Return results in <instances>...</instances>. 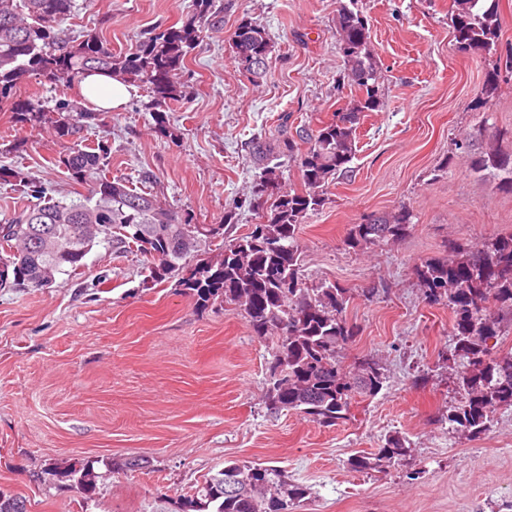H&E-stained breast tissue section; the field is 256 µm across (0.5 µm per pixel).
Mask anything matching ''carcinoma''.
Instances as JSON below:
<instances>
[{
  "mask_svg": "<svg viewBox=\"0 0 512 512\" xmlns=\"http://www.w3.org/2000/svg\"><path fill=\"white\" fill-rule=\"evenodd\" d=\"M450 27L461 50L491 49L501 35L496 0H453ZM74 0H0V106L13 114L15 123L36 126L49 123L61 140L80 139L82 130L99 126L103 113L78 101L59 100L50 108L37 98H13L12 89L22 78L36 75L61 90L89 73L110 72L141 87L150 100L145 108L155 112L160 134H167L159 108L177 100V78L196 48L203 28L221 23L222 10L215 0H192L191 10L179 27L155 28L125 51H112L105 39L89 32L75 40L62 37V25L72 15ZM336 32L344 56V77L359 96L338 119L315 131L304 129L297 138L271 145L254 143L262 161L277 150L301 155L303 189L272 194L274 168L265 166L256 179L249 205L262 211L264 221L245 234L231 235L233 216L215 227L193 223L189 213L164 208L156 196L107 176L110 147L73 146L59 157L69 178L88 185L87 194L68 203L48 196V189L10 167L0 166V183L13 182L35 199L14 217L0 224V288L30 285L42 288L59 273L72 274L95 244L97 235L122 252H137L157 261L152 280H163L182 269L197 243L185 247L188 233L221 243L216 257L196 260L178 286L189 291L201 308L216 303L236 305L245 314L253 334L275 344L267 381V410L278 414L298 410L326 427L345 418L356 398L377 394L386 380L381 368L364 361L354 372L343 371L338 350L358 334V326L345 315L348 290L334 282L303 287L297 235L306 215L325 203L324 187L332 176L348 173L355 152L362 114L377 110L382 101L376 88V61L369 48V29L363 15L343 7ZM237 61L253 62L248 74L265 72L270 52L265 29L243 20L234 31ZM472 172L490 175L497 187L512 193V153L491 146L476 151L471 142L455 143ZM412 214L401 208L390 215H370L353 225L346 239L352 248L403 236ZM54 239V249H43L42 238ZM456 258L428 260L417 276L435 302L445 301L453 313V329L462 359L458 373L462 399L448 420L462 432L489 430L492 414L512 407V352L491 356L489 341L500 336L499 322L489 307L494 301L512 307V235L495 237L479 248H454ZM405 439L390 435L375 457L360 455L352 466L366 470L374 462L395 460L406 453ZM96 461H61L45 471L57 482L76 486L85 501H92L103 474ZM305 489L288 481L283 471L232 463L204 478L190 495L175 501L174 512H294ZM0 512H28L27 500L0 491Z\"/></svg>",
  "mask_w": 512,
  "mask_h": 512,
  "instance_id": "1",
  "label": "carcinoma"
}]
</instances>
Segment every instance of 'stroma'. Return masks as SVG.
I'll use <instances>...</instances> for the list:
<instances>
[{
  "label": "stroma",
  "mask_w": 512,
  "mask_h": 512,
  "mask_svg": "<svg viewBox=\"0 0 512 512\" xmlns=\"http://www.w3.org/2000/svg\"><path fill=\"white\" fill-rule=\"evenodd\" d=\"M191 0H74L65 34L98 33L127 49L153 27L180 24ZM223 21L205 28L179 76L184 98L167 112L171 134L142 110L143 91L109 111L89 140L111 145L109 175L150 191L196 223L236 213L244 234L261 218L248 206L259 165L254 136L332 122L355 96L343 81L336 34L341 7L366 17L383 105L366 113L347 176L298 232L303 280L348 288L346 315L359 334L342 352L353 368L382 365L386 381L323 427L264 403L273 344L243 311L201 308L176 280L143 286L147 261L93 246L79 274L47 287L0 289V490L29 512H172L225 462L274 466L308 495L296 512H512V407L488 431H458L448 417L461 395L453 314L426 298L415 270L512 234V195L474 174L455 143L512 151V73L494 94L485 75L512 56V0H499L502 32L492 50H461L452 0H223ZM264 26L268 67H238L232 34L241 19ZM69 147L49 126L15 125L0 112V165L45 183L67 202L80 192L57 159ZM408 208L401 238L352 248L369 215ZM405 437L402 459L355 470L388 435ZM137 458L116 470L92 503L44 474L55 460Z\"/></svg>",
  "instance_id": "obj_1"
}]
</instances>
